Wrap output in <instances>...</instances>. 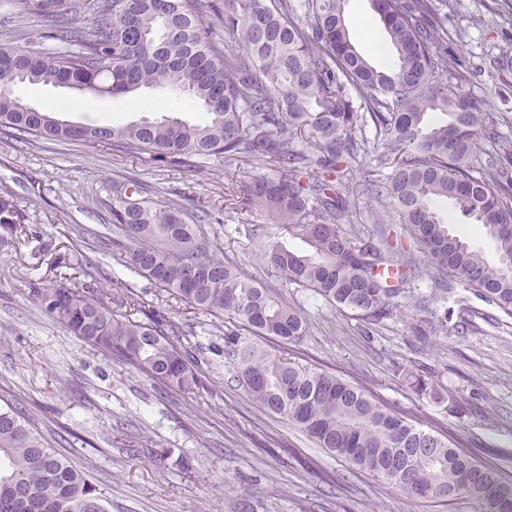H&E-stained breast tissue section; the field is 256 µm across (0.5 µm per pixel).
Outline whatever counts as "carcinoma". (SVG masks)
I'll return each mask as SVG.
<instances>
[{
  "label": "carcinoma",
  "mask_w": 512,
  "mask_h": 512,
  "mask_svg": "<svg viewBox=\"0 0 512 512\" xmlns=\"http://www.w3.org/2000/svg\"><path fill=\"white\" fill-rule=\"evenodd\" d=\"M346 0H23L41 18L53 46L0 40V133L18 141L82 139L170 166L214 158L231 165L260 162L268 173L246 186L247 199L272 223L251 238L267 278L308 290L365 321L393 314L410 278L458 281L512 316V139L504 113L485 112L453 76L443 45L448 26L433 0H369L396 52L376 67L352 42ZM218 15L233 45L205 26ZM68 87L94 96L141 89L184 95L200 122L164 117L81 130L51 112L28 110L18 84ZM373 140L356 137L358 123ZM307 147H299L300 140ZM386 145L378 171L366 175L372 195L389 199L402 231L426 259L404 251L406 269L393 283L378 271L392 253L341 223L356 163L370 142ZM112 223L125 236L116 260L188 307L238 328L224 332V365L263 408L302 428L320 447L372 473L411 500L469 498L484 507L512 493L497 469L418 428L366 389L270 353L252 341L301 340V308L275 295L224 259L181 207L141 198V186L117 183ZM449 202L495 245L491 259L457 234L439 209ZM10 194L0 195V225L21 223ZM307 245L299 252L288 240ZM48 315L84 340L180 392L203 386L188 353L151 313L136 319L112 309L106 291L63 282L36 290ZM416 393L450 402L442 389L415 377ZM0 512H105L88 476L48 447L12 409H0Z\"/></svg>",
  "instance_id": "cac0c4a2"
}]
</instances>
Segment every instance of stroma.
Returning a JSON list of instances; mask_svg holds the SVG:
<instances>
[{
	"label": "stroma",
	"mask_w": 512,
	"mask_h": 512,
	"mask_svg": "<svg viewBox=\"0 0 512 512\" xmlns=\"http://www.w3.org/2000/svg\"><path fill=\"white\" fill-rule=\"evenodd\" d=\"M346 12L358 50L390 66L395 52L368 0H348ZM4 34L38 42L44 26L21 0H0ZM503 53L512 55V0H448V56L464 89L486 111L512 115V71L490 65ZM15 92L81 124L203 117L175 95L164 98L163 109L151 108L159 96L148 89L90 96L82 108L66 88L24 84ZM264 172L255 162L182 168L79 140L26 144L0 136V191H10L24 215L16 233L0 230V406H15L28 427L88 472L107 512H478L469 499L410 501L259 407L224 365L227 323L188 312L113 260L114 182L134 177L145 199L211 212L206 230L225 257L306 314L309 332L300 342L264 338L262 347L365 387L421 429L451 432L464 454L512 483V317L458 283L437 297L425 279L413 291L430 296L428 307L404 304L372 325L309 291L266 280L247 230L270 218L242 193ZM343 221L375 244L396 245L401 235L387 199L359 183ZM88 259L92 280L111 289L113 305L133 315L143 306L160 310L181 328L176 342L190 353L203 390L187 394L153 382L44 312L37 289L63 274L87 284ZM410 374L435 380L459 400L458 412L417 395Z\"/></svg>",
	"instance_id": "stroma-1"
}]
</instances>
